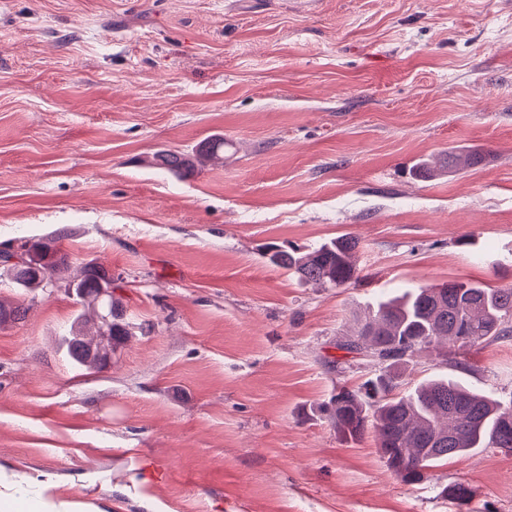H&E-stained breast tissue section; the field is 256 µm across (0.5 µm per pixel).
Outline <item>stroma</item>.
I'll return each instance as SVG.
<instances>
[{
  "label": "stroma",
  "instance_id": "stroma-1",
  "mask_svg": "<svg viewBox=\"0 0 512 512\" xmlns=\"http://www.w3.org/2000/svg\"><path fill=\"white\" fill-rule=\"evenodd\" d=\"M234 140L195 177L162 148ZM482 165L418 176L452 149ZM67 229L132 328L111 364L60 338L82 306L29 295L0 327V487L45 512H512V454L399 482L323 410L372 367L338 349L375 295L512 286V0H0V243ZM351 234L361 280L301 286L268 246ZM448 375L512 397V337Z\"/></svg>",
  "mask_w": 512,
  "mask_h": 512
}]
</instances>
